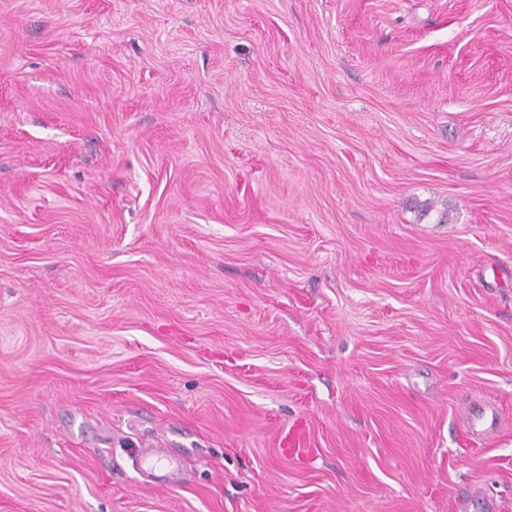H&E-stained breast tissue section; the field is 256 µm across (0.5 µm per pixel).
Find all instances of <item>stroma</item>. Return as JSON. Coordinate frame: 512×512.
<instances>
[{"mask_svg":"<svg viewBox=\"0 0 512 512\" xmlns=\"http://www.w3.org/2000/svg\"><path fill=\"white\" fill-rule=\"evenodd\" d=\"M475 485L512 500V0H0V512ZM467 429L478 437L493 441L498 436V409L480 395L469 401L464 414ZM136 461L140 469L146 474L147 483L156 487H170L177 481L168 472L170 460L161 448H136Z\"/></svg>","mask_w":512,"mask_h":512,"instance_id":"stroma-1","label":"stroma"}]
</instances>
